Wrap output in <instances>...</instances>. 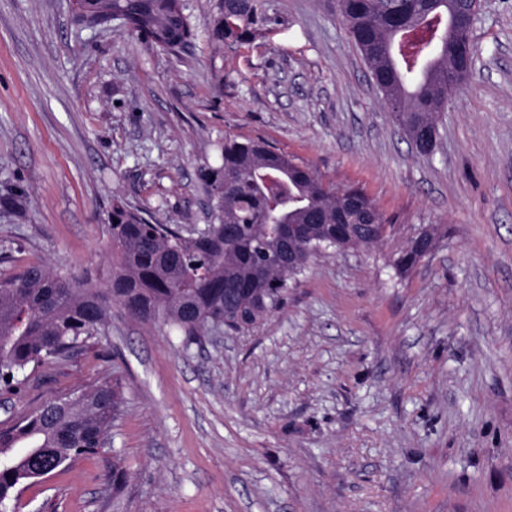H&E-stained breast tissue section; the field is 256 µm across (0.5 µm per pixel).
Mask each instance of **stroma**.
<instances>
[{"instance_id":"stroma-1","label":"stroma","mask_w":512,"mask_h":512,"mask_svg":"<svg viewBox=\"0 0 512 512\" xmlns=\"http://www.w3.org/2000/svg\"><path fill=\"white\" fill-rule=\"evenodd\" d=\"M195 40L163 52L78 26L71 0H0V274L42 262L112 275L120 201L208 222L201 179L225 139H261L386 220L327 250L254 330L186 341L112 305L104 334L0 393L16 414L120 380L128 482L80 457L19 487L10 512H512V0H483L478 58L417 154L336 0H269L281 22L219 44V0H188ZM432 229L411 272L393 259Z\"/></svg>"}]
</instances>
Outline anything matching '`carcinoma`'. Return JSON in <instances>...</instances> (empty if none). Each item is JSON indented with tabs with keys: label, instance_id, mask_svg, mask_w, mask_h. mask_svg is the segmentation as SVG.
Returning <instances> with one entry per match:
<instances>
[{
	"label": "carcinoma",
	"instance_id": "1",
	"mask_svg": "<svg viewBox=\"0 0 512 512\" xmlns=\"http://www.w3.org/2000/svg\"><path fill=\"white\" fill-rule=\"evenodd\" d=\"M346 30L374 85L407 132L448 106L460 83L449 79L457 65L456 0H403L398 18L375 14L373 0H336ZM76 20L92 29L116 22L130 35L169 52L196 36L184 0H83ZM278 24L268 0H221L214 35L243 43ZM222 163L205 183L211 222L205 233H184L173 224L150 222L117 201L110 224L116 264L109 288H87L31 263L0 278V389L20 394L44 364L68 358L104 332L110 304L138 319L157 320L194 341L215 322L227 331L253 327L280 309L288 282L302 274L321 247L341 248L344 224L385 219L357 188L341 191L263 141L226 139ZM272 224H303L307 238L294 242ZM428 255L401 251L394 260L404 275ZM56 411L0 420V505L20 485L35 483L72 460L111 451L112 427L122 414L121 384L105 380L52 400Z\"/></svg>",
	"mask_w": 512,
	"mask_h": 512
}]
</instances>
